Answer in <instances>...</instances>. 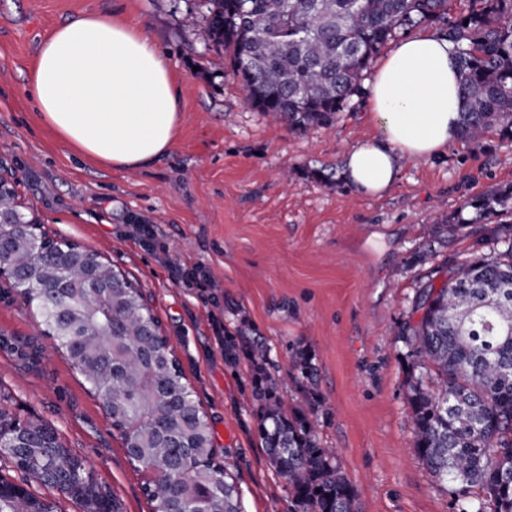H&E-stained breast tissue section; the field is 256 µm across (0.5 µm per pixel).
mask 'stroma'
<instances>
[{
  "mask_svg": "<svg viewBox=\"0 0 512 512\" xmlns=\"http://www.w3.org/2000/svg\"><path fill=\"white\" fill-rule=\"evenodd\" d=\"M140 23L178 85L171 151L132 170L81 158L44 127L29 96L41 41L86 13ZM377 130L366 99L325 127L293 131L249 105L232 58L215 47L200 0H0V177L50 237L97 253L140 288L235 477L242 512H288V486L258 436L248 360L224 363V333L269 345L289 405L305 404L295 354H313L312 418L355 489L356 512H458L412 449L407 348L399 340L417 288L471 257L480 226L472 198L512 185V139L458 140L405 160L378 195L330 188L315 173L343 167ZM462 216L453 237L435 224ZM149 225L151 243L136 225ZM33 358L0 349L11 410L53 426L122 512H152L138 472L101 402L44 336L22 299L0 301V334Z\"/></svg>",
  "mask_w": 512,
  "mask_h": 512,
  "instance_id": "stroma-1",
  "label": "stroma"
}]
</instances>
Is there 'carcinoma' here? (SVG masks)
Segmentation results:
<instances>
[{"label":"carcinoma","mask_w":512,"mask_h":512,"mask_svg":"<svg viewBox=\"0 0 512 512\" xmlns=\"http://www.w3.org/2000/svg\"><path fill=\"white\" fill-rule=\"evenodd\" d=\"M208 32L232 53L233 75L248 101L295 131L326 126L364 95L370 61L398 31L437 22L456 46L463 93L461 138L481 145L496 126L512 137V0H207ZM479 216L512 212V185L477 196ZM481 249L452 264L436 287L416 290L401 339L407 348V399L413 450L433 478L452 487L459 512H512V225L499 222ZM10 288L39 318L106 408L127 455L146 471L153 512H241L236 482L218 460L205 413L167 346L140 289L112 270L95 288L87 249L41 230L0 236ZM224 336V363L250 362L258 434L269 464L288 484V512H354L355 490L323 447L310 415L288 407L281 380L268 372L269 348L242 349ZM313 355L296 353L298 382L312 390ZM79 501L85 512H121L93 472L45 422L0 406V462ZM0 512H58L27 486L0 476Z\"/></svg>","instance_id":"cac0c4a2"}]
</instances>
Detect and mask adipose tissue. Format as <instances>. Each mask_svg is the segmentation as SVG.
<instances>
[{
    "label": "adipose tissue",
    "mask_w": 512,
    "mask_h": 512,
    "mask_svg": "<svg viewBox=\"0 0 512 512\" xmlns=\"http://www.w3.org/2000/svg\"><path fill=\"white\" fill-rule=\"evenodd\" d=\"M30 94L44 125L78 153L114 169L167 155L180 124L166 57L139 23L89 13L40 45ZM462 90L453 43L437 34L401 38L378 65L369 113L378 130L348 154L343 177L374 195L401 159L430 157L460 136Z\"/></svg>",
    "instance_id": "obj_1"
}]
</instances>
